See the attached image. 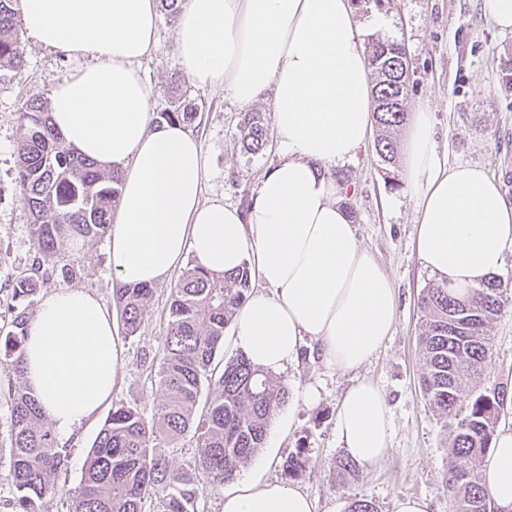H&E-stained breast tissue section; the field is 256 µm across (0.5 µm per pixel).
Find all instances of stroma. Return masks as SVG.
<instances>
[{"instance_id": "stroma-1", "label": "stroma", "mask_w": 512, "mask_h": 512, "mask_svg": "<svg viewBox=\"0 0 512 512\" xmlns=\"http://www.w3.org/2000/svg\"><path fill=\"white\" fill-rule=\"evenodd\" d=\"M380 11L390 20L384 31L372 25ZM355 14L364 43L382 37L405 45L411 71L405 110L410 113L419 105H430L437 143L449 164L482 167L512 200V32L500 31L484 15L481 0H390L382 10L370 2L356 7ZM177 23V15L160 12L158 49L140 63L153 88L150 108L155 113L171 109L180 97L197 104L192 129L206 158L203 199L247 212L280 142L271 138L262 153L247 154L239 144L238 128L246 111L272 113L273 96L264 94L246 109L226 99L222 91L182 79L174 41ZM21 42L24 71L0 72V285L25 270L33 254L31 216L16 198L19 110L32 99L50 101L55 84L73 67L62 54L29 37ZM335 173L347 187L344 203L359 243L375 254L395 288L397 319L378 355L355 375L326 365L312 343H305L306 357L279 374L290 399L275 419L289 429L283 435L268 431L248 470L304 489L318 499L321 512H346L355 499L375 502L379 512H395L397 500L405 497L423 499L428 512H448L444 480L451 429L425 403L420 390L425 359L418 340V300L433 276L417 257L416 213L402 168L384 165L370 141ZM70 251L81 265L75 287L90 289L104 304H111L114 274L107 239L77 244ZM179 277L175 271L155 284L139 336L124 339V364L112 403L148 405L161 400L144 362L159 356L170 290ZM488 334L493 340L495 374L512 382V304L489 326ZM358 376L383 388L392 412L393 446L382 462L362 469L358 480L342 485L334 471L336 457L344 453L336 433V411ZM311 386L319 391L313 405L304 401ZM105 418V413H98L82 427L77 441L68 443L67 489L78 488L87 452ZM299 447L304 450L305 467L288 474L283 462Z\"/></svg>"}]
</instances>
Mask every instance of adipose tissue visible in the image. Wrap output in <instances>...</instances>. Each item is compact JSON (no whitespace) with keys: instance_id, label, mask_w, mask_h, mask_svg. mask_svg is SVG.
<instances>
[{"instance_id":"1","label":"adipose tissue","mask_w":512,"mask_h":512,"mask_svg":"<svg viewBox=\"0 0 512 512\" xmlns=\"http://www.w3.org/2000/svg\"><path fill=\"white\" fill-rule=\"evenodd\" d=\"M27 35L75 67L52 91L63 142L122 176L109 230L120 284L163 281L186 257L215 273L249 264L263 284L235 318L256 366L279 372L303 340L343 372L376 356L397 318L392 282L362 247L333 167L371 134L372 74L350 0H182L175 32L182 74L239 105L272 92L282 144L248 213L202 200L205 158L183 125L156 122L140 61L158 45L159 0H19ZM404 180L417 214V254L455 288L498 275L512 256V202L482 168L449 164L431 112L417 107L404 143ZM124 363L112 314L90 291L47 294L24 343V382L58 437L110 401ZM336 432L364 467L392 446L391 410L376 383L345 391ZM500 512H512V420L483 466ZM221 512H320L301 488L254 473L225 491Z\"/></svg>"}]
</instances>
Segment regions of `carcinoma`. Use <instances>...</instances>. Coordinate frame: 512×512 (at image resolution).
Listing matches in <instances>:
<instances>
[{
  "instance_id": "carcinoma-1",
  "label": "carcinoma",
  "mask_w": 512,
  "mask_h": 512,
  "mask_svg": "<svg viewBox=\"0 0 512 512\" xmlns=\"http://www.w3.org/2000/svg\"><path fill=\"white\" fill-rule=\"evenodd\" d=\"M18 0H0V71L16 74L25 67L18 37ZM402 58L401 44L378 39L369 65L376 82L374 98L381 130L376 152L386 165L396 161L394 131L406 119L409 86L400 84L392 64ZM195 107L184 101L160 113V119L194 123ZM15 183L18 200L30 212L34 254L24 274L8 289L11 330L0 352L22 373L29 309L44 288L80 276L77 258L66 246L103 238L112 224L121 174L104 172L95 162L65 146L50 124L41 100L26 102L19 112ZM269 121L262 112H248L239 125V141L249 154L262 152ZM248 264L232 273H214L192 266L171 290L166 335L160 342L158 368L147 365L163 398L147 410L136 402L113 406L87 453L75 495L57 478L67 458L36 397L20 381L0 388L10 412L9 475L11 512H40L48 497H66L67 512H195L202 479L214 489L246 468L264 447L272 417L288 404L290 392L273 374L255 368L245 355L215 364L224 331L249 298ZM154 288L118 285L112 299L126 337L137 335L148 314ZM507 288L496 277L455 291L445 282L428 284L420 298L419 342L426 367L420 380L424 398L442 417L453 421L448 475L450 512H494L495 502L483 482L482 462L507 409L508 385L493 376L494 355L487 327L505 309ZM206 401L199 403L203 385ZM197 448L192 468L168 466L164 449L186 435ZM341 480H356L359 465L336 458Z\"/></svg>"
}]
</instances>
